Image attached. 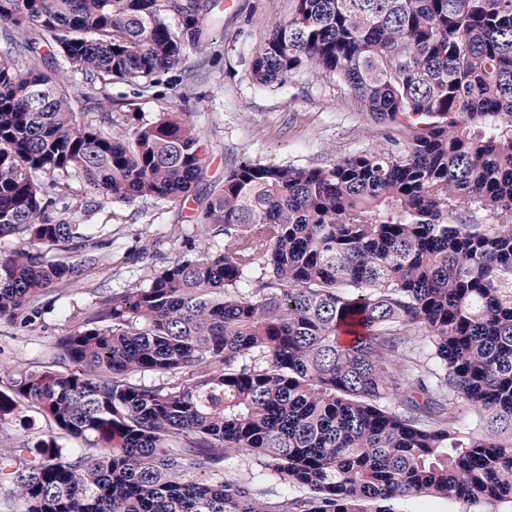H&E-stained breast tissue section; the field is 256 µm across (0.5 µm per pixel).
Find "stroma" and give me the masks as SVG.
<instances>
[{
	"instance_id": "stroma-1",
	"label": "stroma",
	"mask_w": 512,
	"mask_h": 512,
	"mask_svg": "<svg viewBox=\"0 0 512 512\" xmlns=\"http://www.w3.org/2000/svg\"><path fill=\"white\" fill-rule=\"evenodd\" d=\"M208 5L202 47L188 51L181 69L162 75L144 95L126 84L111 89L116 113L146 122L164 112L190 115L208 154L197 201L101 205L92 222L111 230V244L99 250L78 283L44 307L35 330L0 321V363L31 369L51 365L56 338L95 311L103 293L144 279L182 251L180 232L192 224L199 202L219 190L225 173L243 159L325 165L383 146L379 128L336 79L304 71L280 87L253 86L251 52L287 20L289 0H208Z\"/></svg>"
}]
</instances>
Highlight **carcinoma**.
Segmentation results:
<instances>
[{
    "instance_id": "cac0c4a2",
    "label": "carcinoma",
    "mask_w": 512,
    "mask_h": 512,
    "mask_svg": "<svg viewBox=\"0 0 512 512\" xmlns=\"http://www.w3.org/2000/svg\"><path fill=\"white\" fill-rule=\"evenodd\" d=\"M292 3L253 84L332 76L392 147L240 161L178 256L57 338L71 368L1 367L0 479L24 512L512 508V0ZM0 21V239L19 241L0 256V320L31 328L105 244L80 216L185 203L207 165L189 119L80 118L69 74L89 99L146 89L200 48L204 14L0 0ZM71 179L89 191L76 206ZM25 410L82 447L8 433ZM233 457L299 495L203 477ZM395 512H461L463 506L438 497H405L393 502Z\"/></svg>"
}]
</instances>
